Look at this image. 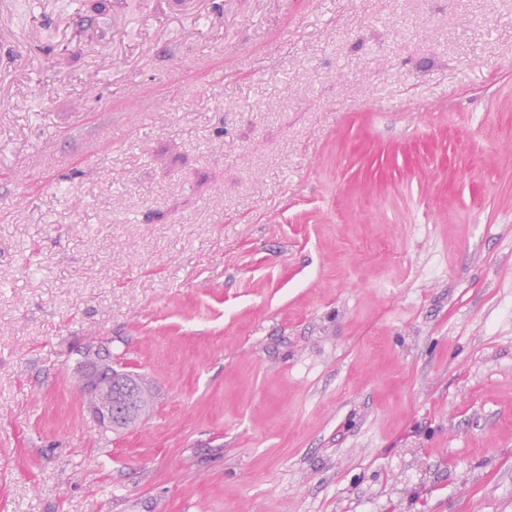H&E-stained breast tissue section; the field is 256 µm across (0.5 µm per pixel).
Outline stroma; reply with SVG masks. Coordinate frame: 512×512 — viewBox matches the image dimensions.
Instances as JSON below:
<instances>
[{
    "instance_id": "1",
    "label": "stroma",
    "mask_w": 512,
    "mask_h": 512,
    "mask_svg": "<svg viewBox=\"0 0 512 512\" xmlns=\"http://www.w3.org/2000/svg\"><path fill=\"white\" fill-rule=\"evenodd\" d=\"M0 512H512V0H0ZM89 347V353L81 364L82 373L88 389L99 385L101 380L107 379L112 386V379L116 376L131 378L132 381L123 396L112 399L103 407H89L87 411L97 425L105 430L117 431L126 429L137 424L135 416L138 409H141L140 402L142 394L141 376L131 371H118L112 367V352L105 344ZM102 351V352H101ZM103 354V355H102ZM111 357V360L109 359ZM106 362L109 368L102 365ZM112 367V369L110 368ZM136 420V421H135ZM135 421L134 424H129ZM128 425V426H127Z\"/></svg>"
}]
</instances>
